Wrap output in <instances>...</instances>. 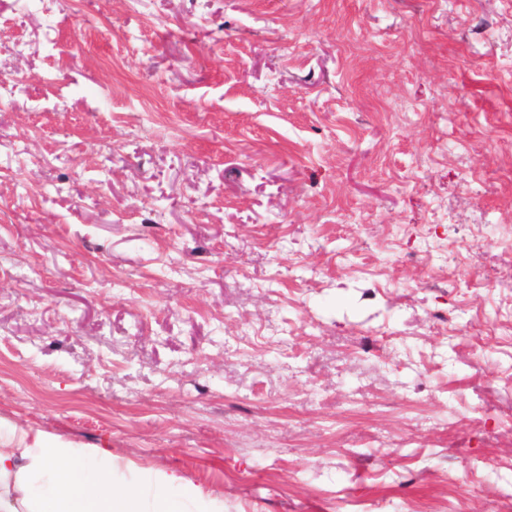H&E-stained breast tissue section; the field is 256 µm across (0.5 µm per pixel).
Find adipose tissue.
<instances>
[{
	"label": "adipose tissue",
	"instance_id": "adipose-tissue-1",
	"mask_svg": "<svg viewBox=\"0 0 512 512\" xmlns=\"http://www.w3.org/2000/svg\"><path fill=\"white\" fill-rule=\"evenodd\" d=\"M159 478L150 489L114 488L108 471L96 470L64 442L33 430L0 435V512H186L198 492Z\"/></svg>",
	"mask_w": 512,
	"mask_h": 512
}]
</instances>
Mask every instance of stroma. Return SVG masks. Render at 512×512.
Wrapping results in <instances>:
<instances>
[{
    "label": "stroma",
    "mask_w": 512,
    "mask_h": 512,
    "mask_svg": "<svg viewBox=\"0 0 512 512\" xmlns=\"http://www.w3.org/2000/svg\"><path fill=\"white\" fill-rule=\"evenodd\" d=\"M0 426L512 512V0H0Z\"/></svg>",
    "instance_id": "35a3bbf8"
}]
</instances>
